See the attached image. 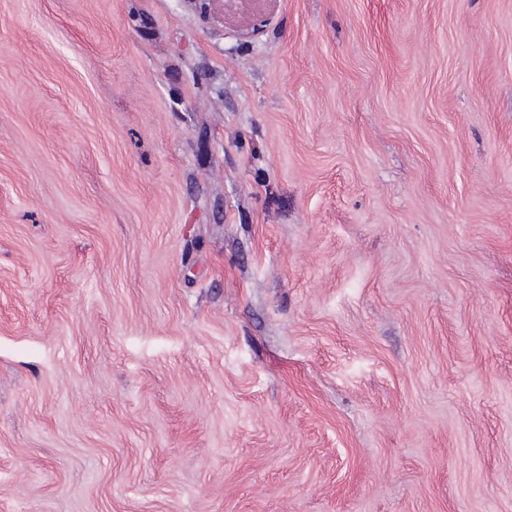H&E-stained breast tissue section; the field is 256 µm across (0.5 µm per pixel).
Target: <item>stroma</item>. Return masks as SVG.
<instances>
[{"label": "stroma", "mask_w": 512, "mask_h": 512, "mask_svg": "<svg viewBox=\"0 0 512 512\" xmlns=\"http://www.w3.org/2000/svg\"><path fill=\"white\" fill-rule=\"evenodd\" d=\"M0 512H512V0H0Z\"/></svg>", "instance_id": "obj_1"}]
</instances>
